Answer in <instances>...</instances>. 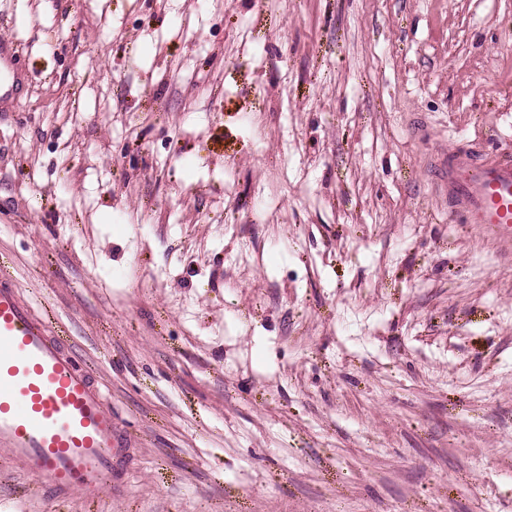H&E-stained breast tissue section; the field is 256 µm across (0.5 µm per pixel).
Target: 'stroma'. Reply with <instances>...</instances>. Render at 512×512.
<instances>
[{
    "label": "stroma",
    "instance_id": "stroma-1",
    "mask_svg": "<svg viewBox=\"0 0 512 512\" xmlns=\"http://www.w3.org/2000/svg\"><path fill=\"white\" fill-rule=\"evenodd\" d=\"M0 271L109 391L120 486L0 512H512V0H0ZM13 45L0 40V107L9 101L17 89L20 75L16 72ZM440 170L452 210L470 224L494 226L512 236V153L485 158L471 151L453 153Z\"/></svg>",
    "mask_w": 512,
    "mask_h": 512
}]
</instances>
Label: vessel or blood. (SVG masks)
<instances>
[{
	"mask_svg": "<svg viewBox=\"0 0 512 512\" xmlns=\"http://www.w3.org/2000/svg\"><path fill=\"white\" fill-rule=\"evenodd\" d=\"M15 56L0 40V106L20 80ZM440 170L452 210L512 234V153H453ZM121 448L103 386L1 274L0 450L8 464L55 499L92 501L112 489Z\"/></svg>",
	"mask_w": 512,
	"mask_h": 512,
	"instance_id": "vessel-or-blood-1",
	"label": "vessel or blood"
}]
</instances>
